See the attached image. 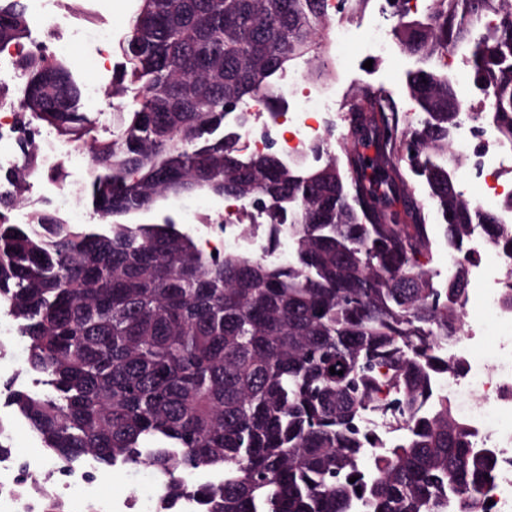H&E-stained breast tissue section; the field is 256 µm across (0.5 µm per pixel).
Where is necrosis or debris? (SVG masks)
<instances>
[{"mask_svg":"<svg viewBox=\"0 0 512 512\" xmlns=\"http://www.w3.org/2000/svg\"><path fill=\"white\" fill-rule=\"evenodd\" d=\"M374 6L377 22L366 26L339 23L331 29L329 38L340 50L337 62L341 69L348 71L354 66L352 58L342 53L345 46H356L368 57L389 52L394 38L385 21L395 11V0H374ZM63 49L62 43L41 38L32 39L22 49L0 48V87L8 90L7 96L0 98V172L18 168L23 157L20 140L24 137L36 141L43 173L55 172L68 158V150L51 131L23 118L10 95L19 78L17 61L22 52L50 54ZM277 90L287 105L286 111L267 114L259 130L246 133L243 145L258 152L277 148L281 158L288 162L309 143L322 138L323 127L314 117L335 112L343 92L338 85L301 92L292 80L279 84ZM457 143L469 159L465 183L483 185L485 200L497 201L505 192L502 173L512 167V145L500 144L495 131L486 123L464 124ZM467 278L476 286L487 314L502 327L504 334L511 335L512 310L501 305L504 283L479 263L468 267ZM480 334V329L472 326L448 342L446 353L463 360L464 372L440 380L438 388L456 402L476 432L479 444L496 453L497 476L486 491L491 504L485 512H512V346L502 345L492 361L474 360L471 348ZM38 473L44 476V494L51 495L62 490H80L102 478L91 458L73 467L46 457L22 456L9 448L0 452V512H45L44 495L25 491L31 476Z\"/></svg>","mask_w":512,"mask_h":512,"instance_id":"obj_1","label":"necrosis or debris"}]
</instances>
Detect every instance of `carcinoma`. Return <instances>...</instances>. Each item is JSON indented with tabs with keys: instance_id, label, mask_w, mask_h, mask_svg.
Returning <instances> with one entry per match:
<instances>
[{
	"instance_id": "carcinoma-1",
	"label": "carcinoma",
	"mask_w": 512,
	"mask_h": 512,
	"mask_svg": "<svg viewBox=\"0 0 512 512\" xmlns=\"http://www.w3.org/2000/svg\"><path fill=\"white\" fill-rule=\"evenodd\" d=\"M26 14L0 0V47L26 37ZM330 23L326 0H137L104 140L60 58L18 60L19 110L91 152L98 223L11 222L38 172L28 143L0 192V301L44 389L12 388L6 404L60 463L152 469L158 512H484L494 455L432 383L460 370L436 348L461 329L477 228L512 283V195L495 213L467 197L453 147L462 88L439 62L461 57L486 101L476 119L511 143L512 0L395 14L399 47L422 63L410 111L363 87L343 155L331 133L287 164L244 151L246 105L284 111L287 68L330 75ZM407 170L458 253L442 288L418 262L432 247L424 207L390 209L410 198ZM186 194L260 204L263 254L205 249L169 213L130 221ZM383 384L405 434L380 453L359 422ZM202 471L212 478L190 480Z\"/></svg>"
}]
</instances>
